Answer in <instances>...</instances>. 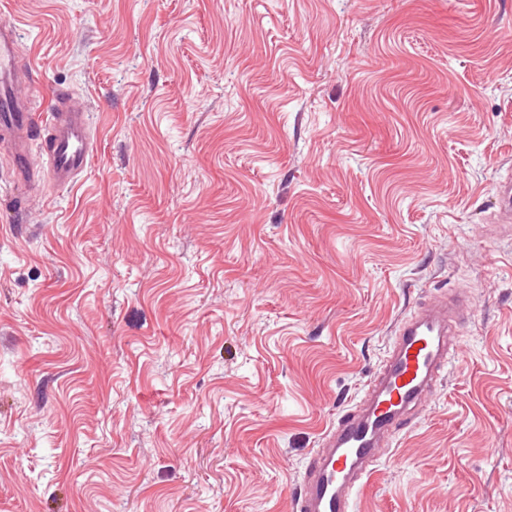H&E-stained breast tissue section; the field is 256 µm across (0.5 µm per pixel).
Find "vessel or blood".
Returning a JSON list of instances; mask_svg holds the SVG:
<instances>
[{"mask_svg": "<svg viewBox=\"0 0 512 512\" xmlns=\"http://www.w3.org/2000/svg\"><path fill=\"white\" fill-rule=\"evenodd\" d=\"M24 63L15 26L0 23V135L10 145L12 179L21 185L41 182L64 187L84 172L93 143L88 114L71 91L57 90L36 108L21 89L34 83ZM40 142L43 167L31 162ZM498 221L512 222V179L498 186ZM465 291L426 300L402 317L392 351L364 390L359 403L343 413L309 456L293 512H353V500L381 453L391 446L400 425L413 421L444 379L448 355L456 346L460 305Z\"/></svg>", "mask_w": 512, "mask_h": 512, "instance_id": "obj_1", "label": "vessel or blood"}]
</instances>
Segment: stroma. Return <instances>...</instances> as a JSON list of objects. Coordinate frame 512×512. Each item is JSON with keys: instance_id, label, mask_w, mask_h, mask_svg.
Masks as SVG:
<instances>
[{"instance_id": "obj_1", "label": "stroma", "mask_w": 512, "mask_h": 512, "mask_svg": "<svg viewBox=\"0 0 512 512\" xmlns=\"http://www.w3.org/2000/svg\"><path fill=\"white\" fill-rule=\"evenodd\" d=\"M94 152L14 204L0 512H291L397 322L467 291L354 512H512V0H0ZM498 219L497 223L510 224L512 222V179L502 181L498 186Z\"/></svg>"}]
</instances>
